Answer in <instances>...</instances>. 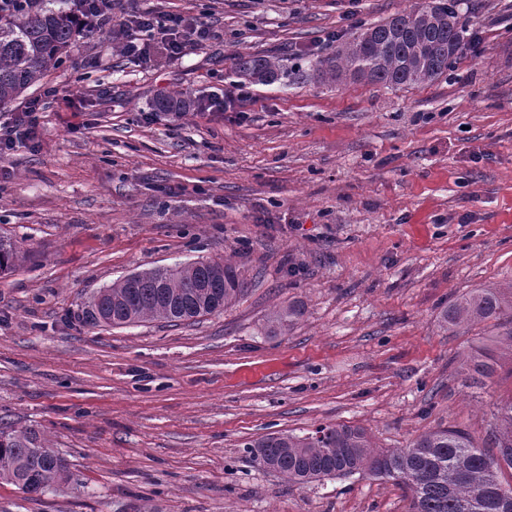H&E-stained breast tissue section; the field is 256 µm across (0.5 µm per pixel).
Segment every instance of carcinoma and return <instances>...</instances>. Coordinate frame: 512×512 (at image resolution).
Instances as JSON below:
<instances>
[{"label":"carcinoma","instance_id":"cac0c4a2","mask_svg":"<svg viewBox=\"0 0 512 512\" xmlns=\"http://www.w3.org/2000/svg\"><path fill=\"white\" fill-rule=\"evenodd\" d=\"M54 0H0V106L38 84L79 34L71 11ZM459 0H426L422 6L374 24L343 44L336 55L311 64L330 82L352 79L405 86L432 81L448 70L466 45L467 25ZM235 71L252 85H274L288 71L273 56L240 55ZM195 101L186 93L157 101L161 112H189ZM24 253L13 238L0 235V274L17 269ZM244 279L236 266L208 260L136 273L101 289L82 308L88 326L124 327L146 318L181 322L224 310L240 294ZM302 315L292 304L269 321L273 335L288 330ZM495 320L512 347V286L481 288L462 296L443 315L449 330ZM468 371L484 379L494 366L481 347L470 351ZM489 453L457 429L418 436L407 448L377 450L366 432L345 425L318 427L304 436L270 434L245 445L252 461L287 480L304 485L323 478L355 474L388 479L410 492L409 512H512V488L499 481L502 467L512 469V399L497 404L487 435ZM64 460L39 430L0 427V480L24 493L41 495L42 482L66 480Z\"/></svg>","mask_w":512,"mask_h":512}]
</instances>
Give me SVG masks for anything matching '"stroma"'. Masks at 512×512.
Wrapping results in <instances>:
<instances>
[{
	"instance_id": "stroma-1",
	"label": "stroma",
	"mask_w": 512,
	"mask_h": 512,
	"mask_svg": "<svg viewBox=\"0 0 512 512\" xmlns=\"http://www.w3.org/2000/svg\"><path fill=\"white\" fill-rule=\"evenodd\" d=\"M415 0H115L60 65L0 108L38 103L39 145L0 161V234L28 259L0 276V426L34 428L68 484L31 498L0 481V512H407L393 481L306 486L246 443L321 425L382 450L444 428L482 441L512 398L495 321L453 334L448 305L512 284V0H462L481 39L437 79L329 84L308 61ZM141 16L204 25L169 57L115 40ZM279 58L287 85L239 80L237 54ZM191 93L185 114L158 97ZM211 259L245 287L224 311L89 327L90 298L125 277ZM300 303L279 336L269 316ZM484 344L486 386L460 363Z\"/></svg>"
}]
</instances>
